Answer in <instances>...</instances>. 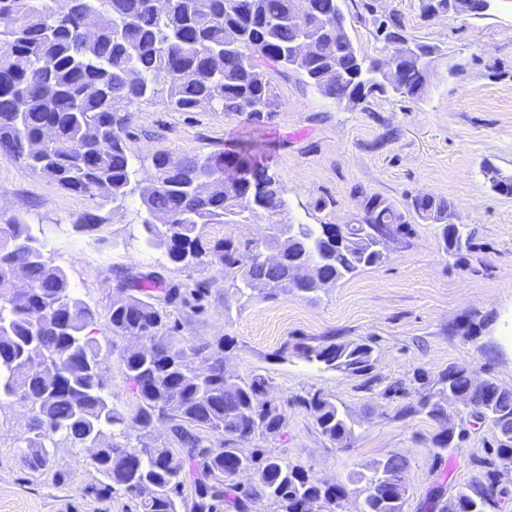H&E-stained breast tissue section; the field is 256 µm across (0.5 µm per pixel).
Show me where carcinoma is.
<instances>
[{"mask_svg": "<svg viewBox=\"0 0 512 512\" xmlns=\"http://www.w3.org/2000/svg\"><path fill=\"white\" fill-rule=\"evenodd\" d=\"M0 0V154L26 165L62 190L100 197L116 208L139 194L137 219L146 247L182 270L208 264L234 274L241 295L272 299L311 295L321 282H337L386 263L379 248L420 218L443 225L445 251L472 248V235L450 224L451 205L415 196L403 208L378 195L363 199L358 224H287L263 242L237 245L213 237L214 224H241L248 215L286 210L285 189L259 160L260 147L242 142L224 153L200 157L157 151L145 163L127 142L135 109L158 99L178 112L216 102L227 116L259 120L276 111L278 95L270 69L292 70L338 104L356 106L389 91L410 98L427 93L434 77L435 47L413 44L416 57L392 51L391 65L358 54L340 0H307L294 16V0ZM425 18L453 12L477 16L474 0H419ZM314 28L313 50L302 62L294 49ZM384 41L402 45L401 26L382 23ZM491 187L512 196V176L487 167ZM109 217L84 213L73 227L98 231L106 241ZM274 249L275 263L248 261L241 252ZM31 224L13 216L0 226V406H25L30 425L20 437L23 461L36 474L52 463L61 444L93 448L86 460L96 474L98 496L121 492L135 512H180L185 486L194 491L191 512H251L264 497L278 512H335L344 490L310 481L270 451L246 450L256 436L279 434L283 414L270 399L268 381L224 370L234 339L188 341L171 334L167 306L179 295L165 288L164 275L118 281L109 303L112 336L94 335L95 314L78 297L66 270L52 263ZM313 266L314 278L298 272ZM144 339L120 355L135 392L131 417L112 405L108 369L112 337ZM296 354L329 369L366 376L373 348L359 342L319 347L297 343L279 357ZM206 363L200 371L188 358ZM58 369L54 383L45 369ZM498 432L496 460L512 464V389L477 379L464 369L442 372L431 389L405 407L438 422L434 438L446 448L454 438L448 404ZM320 432L347 442L354 433L345 414L320 392L303 400ZM147 429L169 423L177 449L120 441L128 422ZM494 460V461H496ZM491 459L483 464L491 467ZM243 464L255 474L248 487L233 482ZM406 461L395 454L373 464L359 512H404ZM457 512H486L484 491L461 488Z\"/></svg>", "mask_w": 512, "mask_h": 512, "instance_id": "obj_1", "label": "carcinoma"}]
</instances>
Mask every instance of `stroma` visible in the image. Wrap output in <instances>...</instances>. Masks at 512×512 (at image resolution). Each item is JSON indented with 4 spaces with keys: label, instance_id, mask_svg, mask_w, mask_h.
Masks as SVG:
<instances>
[{
    "label": "stroma",
    "instance_id": "1",
    "mask_svg": "<svg viewBox=\"0 0 512 512\" xmlns=\"http://www.w3.org/2000/svg\"><path fill=\"white\" fill-rule=\"evenodd\" d=\"M359 52L385 58L379 21L395 17L411 40L441 54L427 94H388L358 106L336 104L291 71L272 72L281 99L258 121L224 116L218 105L176 112L165 103L141 106L129 147L148 157L218 153L239 141L263 149L262 160L284 184L287 224H352L365 196L403 205L419 194L450 202L453 221L473 235L471 251L450 256L442 227L422 219L389 244L385 264L324 286L317 299L299 294L274 299L241 296L222 270L185 271L145 250L134 221L137 197L106 229L111 246L77 232L75 218L101 212V200L61 190L22 164L0 156V225L19 215L47 237L46 255L66 269L76 294L96 312L98 335H110L107 307L120 277L164 269L170 288H206L200 302L170 306L180 336L234 337L227 373L263 375L269 397L285 417L281 435L253 439L312 479L342 485L339 512H358L365 478L375 461L400 454L407 461L404 512H440L465 486L485 481L481 462L497 446L494 430L451 414L454 440L436 447V422L404 408L455 367L512 389V196L491 189L492 166L512 175V0H493L482 16L448 14L423 19L419 0H341ZM326 201L318 209V201ZM363 341L374 349L370 378L330 370L291 356L287 343L320 345ZM319 391L350 417L355 437L344 446L323 436L301 400ZM27 408L0 406V512H133L116 493L96 499L84 489L95 479L85 451H54L51 474L30 472L17 440Z\"/></svg>",
    "mask_w": 512,
    "mask_h": 512
}]
</instances>
